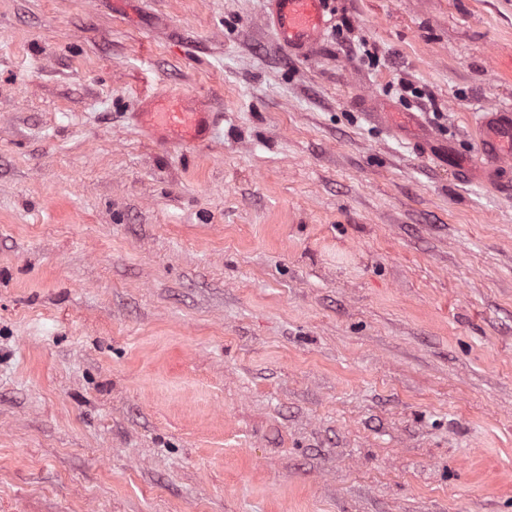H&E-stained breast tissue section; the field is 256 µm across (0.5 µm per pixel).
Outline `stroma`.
Listing matches in <instances>:
<instances>
[{
	"mask_svg": "<svg viewBox=\"0 0 512 512\" xmlns=\"http://www.w3.org/2000/svg\"><path fill=\"white\" fill-rule=\"evenodd\" d=\"M264 8L0 0V512H512V171L382 119L481 164L512 0H327L305 60ZM174 88L208 144L136 128ZM408 115L410 116V120L408 121V123L406 125L402 126L398 131L400 133H405L407 131L406 130L407 128L417 129L421 136L420 143H421V146H422V149L424 152L434 151V153L438 154V156L440 158H442L443 160H445L447 158L448 164L453 163L456 165L457 164V156H456L455 151L449 146H448V148L436 149L435 145L433 144V137H432V134L430 133V131L422 124V122L416 115H413V114H408Z\"/></svg>",
	"mask_w": 512,
	"mask_h": 512,
	"instance_id": "stroma-1",
	"label": "stroma"
}]
</instances>
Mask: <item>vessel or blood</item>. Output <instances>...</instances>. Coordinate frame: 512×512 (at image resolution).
I'll return each instance as SVG.
<instances>
[{"instance_id": "b4317fda", "label": "vessel or blood", "mask_w": 512, "mask_h": 512, "mask_svg": "<svg viewBox=\"0 0 512 512\" xmlns=\"http://www.w3.org/2000/svg\"><path fill=\"white\" fill-rule=\"evenodd\" d=\"M264 24L292 57H309L320 45L328 27L324 0H265ZM137 125L148 133L158 132L174 144L195 145L209 137L215 114L209 103L201 98L173 95L145 97ZM408 125L420 133L423 151L437 152L440 158L456 162L452 148L436 149L433 137L418 117ZM479 145L485 159L474 168L472 177L495 181L502 161L512 157V113L486 112L479 128Z\"/></svg>"}]
</instances>
